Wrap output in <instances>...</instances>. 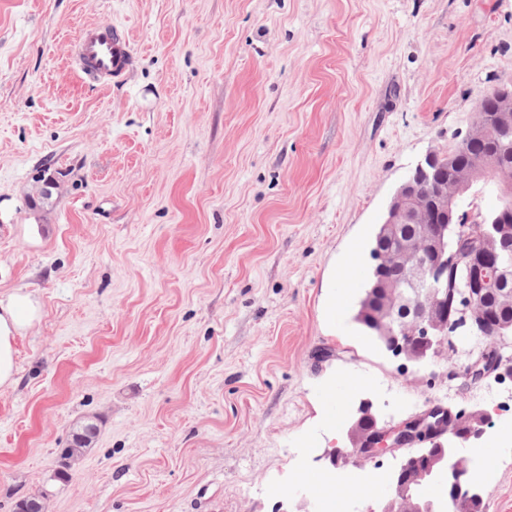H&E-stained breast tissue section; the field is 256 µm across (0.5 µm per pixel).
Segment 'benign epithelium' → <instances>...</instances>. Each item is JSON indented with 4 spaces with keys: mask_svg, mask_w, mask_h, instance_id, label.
Returning <instances> with one entry per match:
<instances>
[{
    "mask_svg": "<svg viewBox=\"0 0 512 512\" xmlns=\"http://www.w3.org/2000/svg\"><path fill=\"white\" fill-rule=\"evenodd\" d=\"M498 111L477 121L460 143L468 148L474 141L495 136L503 149L512 153V83L497 93ZM478 173L464 172L454 184L442 173L441 157L427 154L412 169L393 194L384 221L386 234L397 233L402 224H416L417 234L399 251L380 250L374 275L381 296L379 308L371 313L388 350L407 362L423 364L441 352V344L460 325L495 341L498 326L488 322L486 298L491 292L512 301V268L497 264V256L512 251V238L498 234L499 225L512 222V182H506L502 205L483 213L457 208L455 201L466 194ZM460 229L453 269H448V225ZM391 268L402 273V282L386 276ZM512 369L502 367V358L491 348L468 369L474 381ZM489 424L485 413H454L433 407L396 425H382L369 401L361 403L347 429L348 445L330 455L339 469L353 457L370 461L380 455L412 449L389 476L391 495L377 512H448L449 504L468 512H482V495L470 486L466 458L460 448L479 446ZM446 486L447 496L424 499L419 488L426 484Z\"/></svg>",
    "mask_w": 512,
    "mask_h": 512,
    "instance_id": "1",
    "label": "benign epithelium"
}]
</instances>
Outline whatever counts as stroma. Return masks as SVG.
<instances>
[{"label": "stroma", "mask_w": 512, "mask_h": 512, "mask_svg": "<svg viewBox=\"0 0 512 512\" xmlns=\"http://www.w3.org/2000/svg\"><path fill=\"white\" fill-rule=\"evenodd\" d=\"M98 21L131 36L124 81L71 64ZM510 82L512 0H0V293L42 306L0 390V512H370L399 457L329 461L364 400L489 411L464 454L512 512V412L480 396L512 375L467 374L488 340L415 366L354 319L395 189Z\"/></svg>", "instance_id": "obj_1"}]
</instances>
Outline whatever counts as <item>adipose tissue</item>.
<instances>
[{"instance_id": "adipose-tissue-1", "label": "adipose tissue", "mask_w": 512, "mask_h": 512, "mask_svg": "<svg viewBox=\"0 0 512 512\" xmlns=\"http://www.w3.org/2000/svg\"><path fill=\"white\" fill-rule=\"evenodd\" d=\"M41 306L29 291L0 294V389L17 382L19 365L16 340L40 317Z\"/></svg>"}]
</instances>
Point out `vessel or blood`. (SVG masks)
<instances>
[{
    "label": "vessel or blood",
    "instance_id": "1",
    "mask_svg": "<svg viewBox=\"0 0 512 512\" xmlns=\"http://www.w3.org/2000/svg\"><path fill=\"white\" fill-rule=\"evenodd\" d=\"M71 60L77 70L95 82L122 78L132 62L129 36L109 22L87 24L72 46Z\"/></svg>",
    "mask_w": 512,
    "mask_h": 512
}]
</instances>
